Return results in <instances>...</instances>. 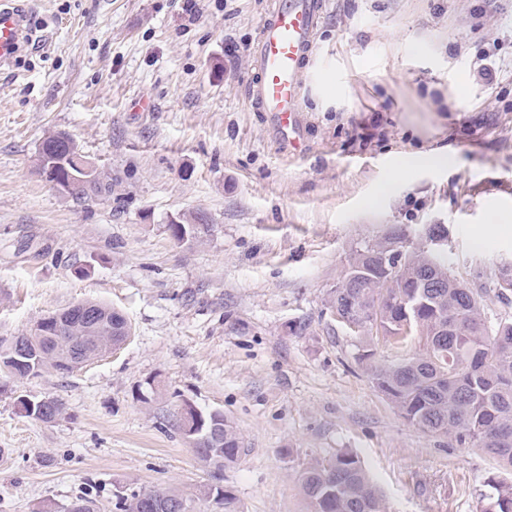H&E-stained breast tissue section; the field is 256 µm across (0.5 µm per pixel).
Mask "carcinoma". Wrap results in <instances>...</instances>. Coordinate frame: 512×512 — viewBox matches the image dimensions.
<instances>
[{"label": "carcinoma", "mask_w": 512, "mask_h": 512, "mask_svg": "<svg viewBox=\"0 0 512 512\" xmlns=\"http://www.w3.org/2000/svg\"><path fill=\"white\" fill-rule=\"evenodd\" d=\"M77 154L79 150L65 131L48 134L39 144L37 164L47 175L43 162L53 155ZM85 179V195L110 197L112 177L93 169L58 170L48 181ZM173 238L196 239L209 231L207 217L195 213L168 225ZM419 231L392 228L375 241L416 237ZM389 274L364 247L355 251L341 280L327 301L336 321L357 335L380 337L396 349L417 341L421 352L396 364L370 366L372 383L397 407L410 424L435 435L449 436L461 448H475L489 455L499 468L512 475V321L492 328L482 314V293L459 287L448 268V252L434 255L405 251L401 276L386 285ZM97 311L90 326L78 315L75 305L63 316L68 324L52 336L35 332L0 340V363L16 379L34 378L53 371L75 370V348L86 337L119 339L125 317L111 307L91 301ZM382 307L376 328L369 327L374 310ZM34 351L31 363L10 366L12 344ZM204 429L216 427L221 439H206L198 449V460L211 477L237 463L247 454L236 427L218 410L201 413ZM300 489L311 512H388L383 495L373 484L360 459L340 451L305 466L299 475ZM495 494L485 512H512V481L491 479ZM157 503L182 500L190 505L208 504L210 512H244L229 488L203 482L190 492L171 487L136 491L115 503L118 512H141L142 498ZM67 512H100L97 501L87 495L71 502Z\"/></svg>", "instance_id": "carcinoma-1"}]
</instances>
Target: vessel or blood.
I'll use <instances>...</instances> for the list:
<instances>
[{
	"label": "vessel or blood",
	"instance_id": "vessel-or-blood-1",
	"mask_svg": "<svg viewBox=\"0 0 512 512\" xmlns=\"http://www.w3.org/2000/svg\"><path fill=\"white\" fill-rule=\"evenodd\" d=\"M323 0H274L252 50L255 73L246 95L257 112H268L288 141L302 149L301 76L315 46ZM29 0H0V67L12 65L33 42Z\"/></svg>",
	"mask_w": 512,
	"mask_h": 512
}]
</instances>
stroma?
<instances>
[{"label": "stroma", "mask_w": 512, "mask_h": 512, "mask_svg": "<svg viewBox=\"0 0 512 512\" xmlns=\"http://www.w3.org/2000/svg\"><path fill=\"white\" fill-rule=\"evenodd\" d=\"M273 0H32L38 42L0 69V338L85 301L130 335L69 374H0V512H66L82 494L185 491L209 474L181 435L220 410L248 453L224 472L245 512H310L299 473L357 454L390 512H482V451L409 424L371 364L415 354L340 326L326 300L351 254L392 227L448 228V266L485 292L512 264V0H326L302 77L304 155L244 96ZM496 69L494 82L482 61ZM67 132L109 198L37 173ZM456 158L441 170L420 154ZM206 215L210 232L167 226ZM55 397L51 423L19 398ZM180 224H168V230L173 238L183 241L186 238L196 239L209 231L207 217L200 213L192 214L189 218L179 216Z\"/></svg>", "instance_id": "obj_1"}]
</instances>
